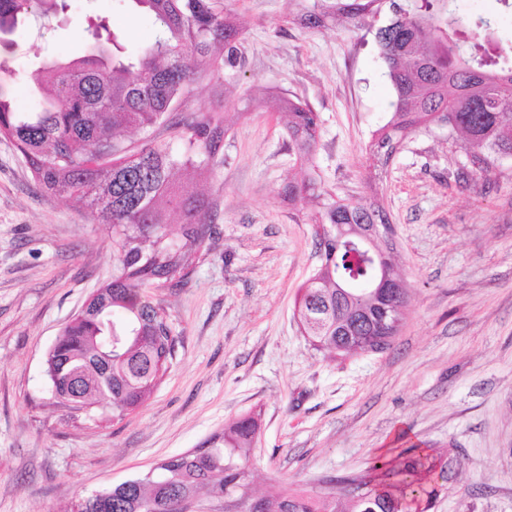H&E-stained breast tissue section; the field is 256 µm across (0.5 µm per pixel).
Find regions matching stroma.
Masks as SVG:
<instances>
[{"mask_svg": "<svg viewBox=\"0 0 512 512\" xmlns=\"http://www.w3.org/2000/svg\"><path fill=\"white\" fill-rule=\"evenodd\" d=\"M69 3L67 16L19 30L0 61L28 74L80 56L88 13L111 14L127 51L154 39V17L118 0ZM314 4L217 0L244 23L246 65L193 84L186 107L156 129L173 138L215 106L226 126L196 180L213 205L211 239L181 285L143 289L166 313L174 355L125 418L105 404L61 405L45 367L65 325L112 278V231L81 201L42 192L0 138V512H70L254 412L259 490L368 480L386 449L415 445L437 461L423 512H512V158L476 178L459 143L433 126L377 162L370 146L393 90L374 34L333 19L305 27L299 16ZM281 97L319 116L303 170ZM307 171L334 199L384 204L409 294L385 351L331 358L301 331L299 296L320 264L317 208L281 191Z\"/></svg>", "mask_w": 512, "mask_h": 512, "instance_id": "35a3bbf8", "label": "stroma"}]
</instances>
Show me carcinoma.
Masks as SVG:
<instances>
[{"label": "carcinoma", "instance_id": "cac0c4a2", "mask_svg": "<svg viewBox=\"0 0 512 512\" xmlns=\"http://www.w3.org/2000/svg\"><path fill=\"white\" fill-rule=\"evenodd\" d=\"M389 2L392 18L374 36L384 76L395 95L391 120L372 144L373 154L390 159L410 134L432 125L459 136L472 172L489 175L512 158V45L505 48L493 16L463 17L448 8L441 20L432 0H318L307 25L346 19L356 28L370 24ZM154 16V41L125 52L107 15L90 16L81 32L85 54L57 62L34 77L39 94L28 112L15 98L23 79L0 83V137L12 140L40 188L82 201L112 228L115 272L92 294L85 313L66 325L49 349L46 373L56 392L89 406L105 402L121 417L140 407L158 385L173 357L175 339L159 305L142 295L149 282L176 286L188 275L189 260L212 233L209 203L195 192L193 174L204 169L224 137L222 117L200 112L180 131L176 148L150 138L126 147L117 133L151 129L182 107L192 83L224 70L244 68V38L238 17L214 0H131ZM68 0H0V46L14 44L19 27L63 14ZM288 137L298 156L316 145L317 113L290 98ZM291 202L319 207L315 236L322 262L300 297L298 315L316 350L349 353V337L376 336L390 346L402 326L408 299L337 295L343 282L362 283L375 274L370 257L336 246L338 224H387L376 199L346 202L325 196L315 178L288 186ZM180 234L169 236V224ZM388 302L393 326L381 329L372 314ZM112 342V371L100 359V337ZM258 415L243 416L214 435L201 454L185 452L152 475L126 480L81 499L76 512H175L189 508L203 491L219 512H412L435 493V459L407 448L397 464L378 461L381 481L367 488L365 502L334 491L279 490L260 493L250 454Z\"/></svg>", "mask_w": 512, "mask_h": 512}]
</instances>
